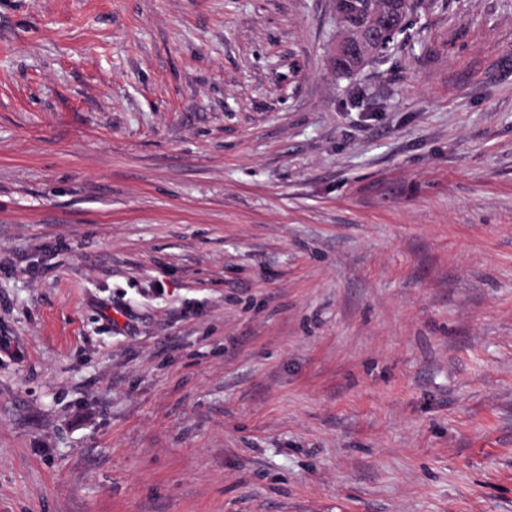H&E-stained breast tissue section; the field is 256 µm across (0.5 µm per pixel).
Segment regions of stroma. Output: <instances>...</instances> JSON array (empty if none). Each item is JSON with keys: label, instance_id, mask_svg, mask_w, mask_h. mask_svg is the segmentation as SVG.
Returning a JSON list of instances; mask_svg holds the SVG:
<instances>
[{"label": "stroma", "instance_id": "obj_1", "mask_svg": "<svg viewBox=\"0 0 512 512\" xmlns=\"http://www.w3.org/2000/svg\"><path fill=\"white\" fill-rule=\"evenodd\" d=\"M0 0V512H512V0ZM400 8L398 0H336V13L348 40L365 38L366 33L376 35L377 24L383 17ZM391 41L383 34L376 35L374 41L364 40L353 49L336 57L334 66L340 74H353L363 62L386 50Z\"/></svg>", "mask_w": 512, "mask_h": 512}]
</instances>
